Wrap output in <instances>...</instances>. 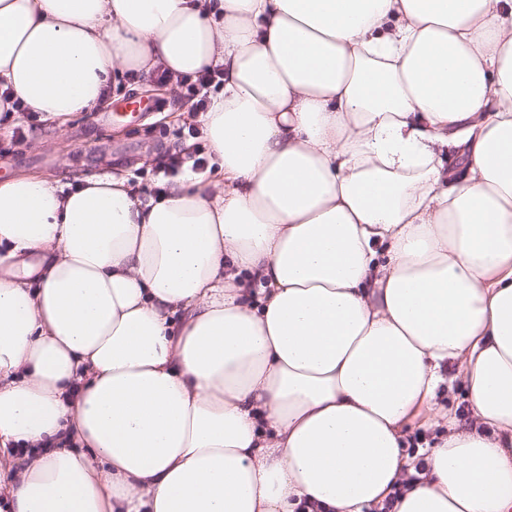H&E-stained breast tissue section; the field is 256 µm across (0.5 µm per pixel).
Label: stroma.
<instances>
[{"instance_id":"1","label":"stroma","mask_w":512,"mask_h":512,"mask_svg":"<svg viewBox=\"0 0 512 512\" xmlns=\"http://www.w3.org/2000/svg\"><path fill=\"white\" fill-rule=\"evenodd\" d=\"M151 85L142 74L120 78L112 88L113 104L140 99L137 119L103 123L99 111L78 112L61 128L38 123L23 142L12 139L9 125H0V179L30 174L75 187L86 177L119 172L132 176L143 190L164 183L161 162L192 142L178 134L189 124L183 113L191 105L174 93L152 95Z\"/></svg>"}]
</instances>
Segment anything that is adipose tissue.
I'll return each mask as SVG.
<instances>
[{"mask_svg": "<svg viewBox=\"0 0 512 512\" xmlns=\"http://www.w3.org/2000/svg\"><path fill=\"white\" fill-rule=\"evenodd\" d=\"M160 63L215 179L0 180L9 512H512V0H0L48 121Z\"/></svg>", "mask_w": 512, "mask_h": 512, "instance_id": "obj_1", "label": "adipose tissue"}]
</instances>
